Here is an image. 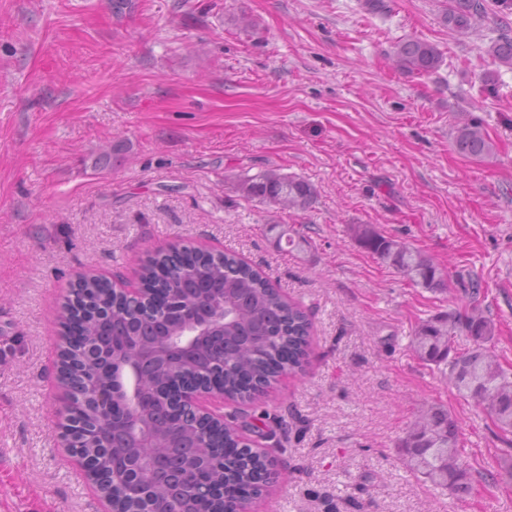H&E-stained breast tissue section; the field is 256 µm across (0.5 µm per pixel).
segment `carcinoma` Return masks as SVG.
<instances>
[{
    "mask_svg": "<svg viewBox=\"0 0 512 512\" xmlns=\"http://www.w3.org/2000/svg\"><path fill=\"white\" fill-rule=\"evenodd\" d=\"M449 0L443 20L459 36L467 37L478 25L494 15L492 36L483 53L497 66L512 70V0ZM393 66L407 75H431L444 63L442 52L433 44L415 38L398 40L390 54ZM456 152L469 159H481L494 146L483 123L472 120L455 128ZM236 190L247 200L258 201L282 211H306L317 197L311 182L278 168L256 174L236 175ZM348 232L382 263L392 267L407 282L436 291L450 279L448 268L410 244L384 235L373 224H351ZM139 279L143 287L163 292L175 300L168 314L157 318L152 301L136 307L118 300L99 277L82 276L71 288V297L57 315L65 335L72 338L62 352L60 384L71 388L87 430L73 434V445L98 466L128 465L138 481L145 483V496L135 499L125 489L107 487L111 498L120 502L122 512H224L211 489L224 484L231 491L249 485L259 462L249 453L218 458L212 448L219 437L195 419L170 411L154 398L180 377L182 367L176 359L160 356L168 345L192 327L203 314H215L222 301L231 302L224 311V327L216 328L200 352L219 366L224 365V390L242 401L256 385L269 381L288 369L303 370L308 353L311 322L305 310L287 300L262 274L231 252L193 253L185 248L159 250L143 261ZM456 280L469 298L459 309L438 313L418 323L410 340L413 353L427 366L435 367L448 379L456 393L473 400L491 417L496 427L512 433V369L505 367L491 350L497 330L494 319L478 305L482 280L473 274H457ZM465 336L471 347H456V337ZM133 339L158 356L141 364L138 383L147 390L140 416L153 433L149 448L124 447L110 437L99 438L97 409L91 401H81L82 381L96 377L99 386L112 394V422L124 416L128 396L117 382V373L101 371L102 348L118 347L124 363L136 356L121 345ZM400 448L411 473L457 496L472 489L471 474L460 457L458 424L448 410L429 405L411 422ZM154 457H163L170 468L161 478L149 480L143 467Z\"/></svg>",
    "mask_w": 512,
    "mask_h": 512,
    "instance_id": "obj_1",
    "label": "carcinoma"
}]
</instances>
